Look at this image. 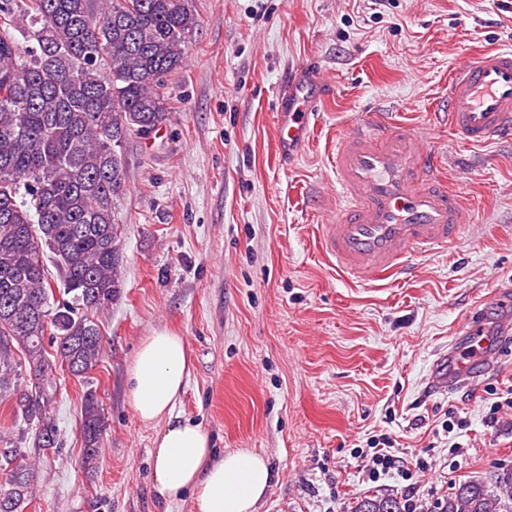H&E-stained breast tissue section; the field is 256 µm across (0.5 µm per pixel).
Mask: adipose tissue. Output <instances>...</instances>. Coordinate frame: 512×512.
<instances>
[{
	"label": "adipose tissue",
	"instance_id": "1",
	"mask_svg": "<svg viewBox=\"0 0 512 512\" xmlns=\"http://www.w3.org/2000/svg\"><path fill=\"white\" fill-rule=\"evenodd\" d=\"M188 369L185 338L160 330L142 340L127 370L135 417L157 429L152 487L166 502L190 497L193 512H256L274 479L269 461L253 448L215 456L207 428L174 416Z\"/></svg>",
	"mask_w": 512,
	"mask_h": 512
}]
</instances>
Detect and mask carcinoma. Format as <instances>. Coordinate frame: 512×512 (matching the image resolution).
Returning a JSON list of instances; mask_svg holds the SVG:
<instances>
[{"label": "carcinoma", "instance_id": "carcinoma-1", "mask_svg": "<svg viewBox=\"0 0 512 512\" xmlns=\"http://www.w3.org/2000/svg\"><path fill=\"white\" fill-rule=\"evenodd\" d=\"M199 26L189 0H0V398L57 446L49 405L61 363L74 375L103 355L90 314L121 295L116 202L125 167L118 148L167 119L168 77ZM63 283L54 289L46 259ZM30 380L20 385L22 375ZM105 414L82 404L81 465L97 467ZM0 425V512L36 493L38 469ZM437 512H512V471L493 486L469 480ZM355 512H406L392 495L366 496Z\"/></svg>", "mask_w": 512, "mask_h": 512}]
</instances>
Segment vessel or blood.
Returning <instances> with one entry per match:
<instances>
[{"instance_id": "b4317fda", "label": "vessel or blood", "mask_w": 512, "mask_h": 512, "mask_svg": "<svg viewBox=\"0 0 512 512\" xmlns=\"http://www.w3.org/2000/svg\"><path fill=\"white\" fill-rule=\"evenodd\" d=\"M309 83L296 74L280 95L278 154L289 163L309 143V114L300 102ZM444 120L468 146L512 139V48L480 51L448 77ZM336 195L342 204L325 225L323 251L349 280L384 281L403 273L410 255L447 248L465 222V210L448 185L444 165L422 136L391 120H367L336 141ZM456 340L434 359L428 388L444 394L499 365L491 339L467 350Z\"/></svg>"}]
</instances>
